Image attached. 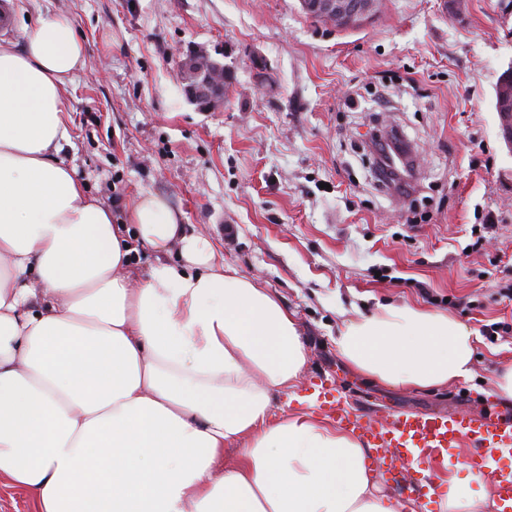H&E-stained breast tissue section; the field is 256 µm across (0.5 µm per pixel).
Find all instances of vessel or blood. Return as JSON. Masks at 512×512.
Masks as SVG:
<instances>
[{
	"label": "vessel or blood",
	"instance_id": "1",
	"mask_svg": "<svg viewBox=\"0 0 512 512\" xmlns=\"http://www.w3.org/2000/svg\"><path fill=\"white\" fill-rule=\"evenodd\" d=\"M317 400L341 429L356 433L372 448L371 464L384 477L401 481L403 469L425 471L424 479L407 481L410 493L424 498L440 477L442 463L463 464L488 482L502 506L512 512V470L500 466L512 454V418L448 415L439 412L391 413L385 422L342 408L334 384H317Z\"/></svg>",
	"mask_w": 512,
	"mask_h": 512
}]
</instances>
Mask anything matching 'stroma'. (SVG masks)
Segmentation results:
<instances>
[{"mask_svg": "<svg viewBox=\"0 0 512 512\" xmlns=\"http://www.w3.org/2000/svg\"><path fill=\"white\" fill-rule=\"evenodd\" d=\"M68 16L88 46L64 95L59 157L123 219L142 192L168 196L187 232L293 312L307 363L288 409L331 381L344 404L386 411L503 414L494 374L512 361V147L494 88L512 67L499 0H381L342 30L299 0H17L0 41L24 47L37 17ZM202 47L231 73L224 103L185 95L178 60ZM396 125L418 154L415 191L379 182L367 140ZM439 309L477 336L469 378L430 390L353 373L343 323L383 305Z\"/></svg>", "mask_w": 512, "mask_h": 512, "instance_id": "obj_1", "label": "stroma"}]
</instances>
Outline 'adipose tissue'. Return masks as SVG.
Returning <instances> with one entry per match:
<instances>
[{
  "label": "adipose tissue",
  "instance_id": "obj_1",
  "mask_svg": "<svg viewBox=\"0 0 512 512\" xmlns=\"http://www.w3.org/2000/svg\"><path fill=\"white\" fill-rule=\"evenodd\" d=\"M84 64L64 16L38 18L23 49L0 44V478L34 512H405L355 435L273 418L307 362L278 297L164 196L114 223L58 160L62 92ZM141 245L161 259L134 281ZM474 340L445 312L387 305L346 322L336 349L363 376L429 389L469 377ZM447 482L442 512H494Z\"/></svg>",
  "mask_w": 512,
  "mask_h": 512
}]
</instances>
